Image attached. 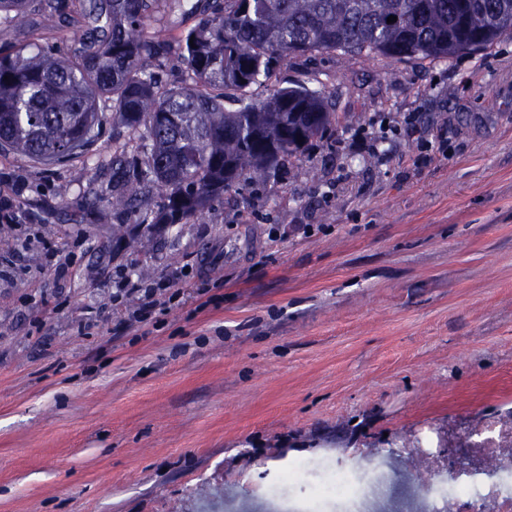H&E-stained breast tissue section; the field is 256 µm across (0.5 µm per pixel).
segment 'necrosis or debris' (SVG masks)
<instances>
[{
	"mask_svg": "<svg viewBox=\"0 0 512 512\" xmlns=\"http://www.w3.org/2000/svg\"><path fill=\"white\" fill-rule=\"evenodd\" d=\"M403 457L410 463L408 489L397 497L398 512H512V411L506 421L485 423L480 440L469 443L453 463H446L440 437L412 438ZM336 493L339 512H361L367 501H380L390 489L367 468L336 465V482L315 489L308 498L315 512L322 495Z\"/></svg>",
	"mask_w": 512,
	"mask_h": 512,
	"instance_id": "1",
	"label": "necrosis or debris"
}]
</instances>
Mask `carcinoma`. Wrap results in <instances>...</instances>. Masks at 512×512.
Listing matches in <instances>:
<instances>
[{
	"mask_svg": "<svg viewBox=\"0 0 512 512\" xmlns=\"http://www.w3.org/2000/svg\"><path fill=\"white\" fill-rule=\"evenodd\" d=\"M87 0L91 31L65 54L0 46V149L43 166L85 155L99 135L100 102L112 123L139 133L112 153V214L137 226L180 224L246 179H261L335 121L329 97L283 87L262 101L251 89L298 57L343 51L394 60H447L512 33V0H203L178 39L182 79L159 86L147 63L170 46L143 30L167 2ZM69 0H0L22 24L38 12L54 28ZM397 17L387 23L389 16ZM161 203L146 202L149 188Z\"/></svg>",
	"mask_w": 512,
	"mask_h": 512,
	"instance_id": "carcinoma-1",
	"label": "carcinoma"
}]
</instances>
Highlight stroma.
Masks as SVG:
<instances>
[{"mask_svg": "<svg viewBox=\"0 0 512 512\" xmlns=\"http://www.w3.org/2000/svg\"><path fill=\"white\" fill-rule=\"evenodd\" d=\"M83 9L0 15V45L69 49ZM298 84L331 132L132 247L87 206L112 193L97 159L137 141L111 111L80 183L0 151L23 217L0 228V512H257L303 494L271 489L292 461H392L419 429L454 446L512 403V36L441 62L319 53L252 94ZM182 267L157 325L120 323L119 273Z\"/></svg>", "mask_w": 512, "mask_h": 512, "instance_id": "1", "label": "stroma"}]
</instances>
